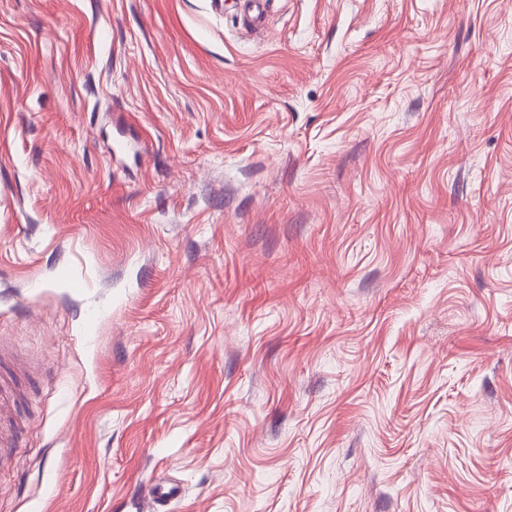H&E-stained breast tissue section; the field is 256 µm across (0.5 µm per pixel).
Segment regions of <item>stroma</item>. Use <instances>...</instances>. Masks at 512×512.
<instances>
[{
	"label": "stroma",
	"mask_w": 512,
	"mask_h": 512,
	"mask_svg": "<svg viewBox=\"0 0 512 512\" xmlns=\"http://www.w3.org/2000/svg\"><path fill=\"white\" fill-rule=\"evenodd\" d=\"M0 0V512H512V0ZM13 386L11 377L0 376V470L12 467L15 458L17 436L10 423L15 408Z\"/></svg>",
	"instance_id": "obj_1"
}]
</instances>
